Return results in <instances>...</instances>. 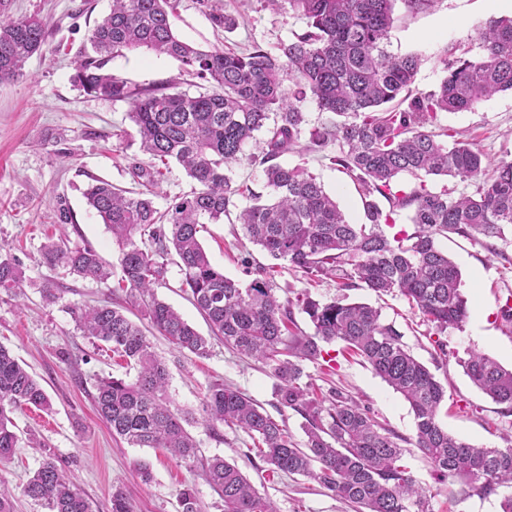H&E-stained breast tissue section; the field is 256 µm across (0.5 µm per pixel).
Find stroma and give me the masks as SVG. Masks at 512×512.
<instances>
[{"instance_id":"obj_1","label":"stroma","mask_w":512,"mask_h":512,"mask_svg":"<svg viewBox=\"0 0 512 512\" xmlns=\"http://www.w3.org/2000/svg\"><path fill=\"white\" fill-rule=\"evenodd\" d=\"M111 0H12L11 14L39 15L50 25L51 35L42 51L27 63L23 80L0 82V247L18 265L23 296L0 290V344L7 347L41 384L52 401L48 412L23 408L14 414L19 437L37 434L61 466L79 485L92 505V512H111L112 483L123 480L132 512H177L179 491L197 488L201 512H223L224 503L205 482L201 469H187L162 448H133L114 440L99 418L92 396L99 378L124 375L125 370L110 350L98 348L81 336L70 314L72 305L96 303L112 296L116 280L99 283L49 272L42 265L40 248L59 235L55 221L56 197H63L77 224L70 232L71 244H92L108 263H116L119 247L100 219L88 208L83 192L92 178L134 189L129 166L142 160L135 126L128 117L127 102L87 95L73 81L71 61L96 22L108 13ZM226 9L241 18L233 32L215 27L196 0H180L173 24L184 41L203 48H239L258 44L277 51L305 27L303 19L264 7L260 0H226ZM398 21L391 33L397 52L424 51L427 59L415 80L416 89H435L443 76L436 58L438 48L452 38L473 34L479 22L503 16V9L489 0H440L426 13L406 15L397 8ZM132 85L147 87L171 82L178 90L195 95L207 91L203 81L186 74L179 61L147 50L123 51L108 64ZM441 126L458 132L460 139L476 144L493 160L512 152V94L501 93L476 109L443 112ZM283 163H307L326 191L334 196L347 219H364L361 199L352 181L332 167L319 153L284 154ZM229 176L240 192L233 198L228 218L206 225L200 241L212 263L226 276L250 282L262 267L272 268L271 283L280 299L306 291L313 298L338 297L334 280L309 279L288 262L271 258L244 235L236 217L249 205V192H264V168L259 164L232 166ZM457 264L462 291L468 301V317L462 329L436 334L407 302L393 295L376 296L363 289H350V299L380 308L384 322L394 324L414 356L438 379L446 380L448 413L442 423L455 437L489 448L503 447L502 436L512 430V415L477 388L459 364L467 351L490 355L503 366H512V326L502 321L499 307L512 295V248L490 253L469 239L453 235L438 241ZM55 277L64 289L56 302L43 299L40 286ZM182 274L168 263L157 285L159 299L171 304L200 332L208 326L186 298L180 285ZM132 321L147 330L158 357L168 367L169 394L176 408L194 411L216 381L245 392L277 420H284L296 440H303L302 417L277 408L274 379L260 364L239 357L222 342H214L209 356L196 357L174 349L164 336L151 330L149 320L133 311ZM448 344V360L436 365L435 339ZM336 358L333 369L323 370L312 362L303 368L315 393L337 388L360 404L370 407L378 420L404 437H412L415 420L409 404L394 392L371 367L344 355L341 343L328 344ZM189 432L201 443L202 457L224 456L235 463L277 512H350L347 504L309 479L294 475L267 480L247 459L252 446L241 430L225 426L208 430L190 424ZM148 461L150 482L139 477L136 464ZM41 456L27 444L16 448L12 459L0 464V483L16 494V512H40L20 490L38 467ZM416 477L427 488L434 512H500V499L472 496L458 504L448 501L447 485L436 482L420 454L407 459Z\"/></svg>"}]
</instances>
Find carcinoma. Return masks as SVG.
Wrapping results in <instances>:
<instances>
[{"instance_id":"carcinoma-1","label":"carcinoma","mask_w":512,"mask_h":512,"mask_svg":"<svg viewBox=\"0 0 512 512\" xmlns=\"http://www.w3.org/2000/svg\"><path fill=\"white\" fill-rule=\"evenodd\" d=\"M177 0H112L93 28L89 47L73 60V81L84 92L124 101L137 128L140 151L151 163L133 162L141 189L126 192L94 178L84 191L91 211L119 245L120 281L125 304L73 305L81 335L112 348L135 369L134 377L101 378L94 404L112 437L135 448H164L192 469L200 444L187 431L188 419L168 395L169 371L152 351L142 329L125 311L137 308L180 352L207 357L210 339L173 307L158 299L154 285L165 260L175 253L182 287L224 346L250 358L275 380L279 408L305 420L304 443L294 440L251 396L224 383L209 385L202 400V423L246 432L268 479L302 475L349 504L354 512H433L430 496L402 464L416 448L434 479L460 484L464 500L512 488V436L504 448H484L448 433L439 414L445 387L403 341L402 333L381 320L366 303L320 301L305 294L282 301L268 272L245 284L224 275L199 240L203 224L229 213L239 193L225 173L231 163L251 160L264 166L268 198L250 194L239 214L242 230L274 260L308 277H334L340 288L392 294L439 332L460 329L467 300L455 262L436 246L437 237L460 235L496 252L489 243L512 244V157L491 161L475 144L448 128L432 127L442 112L474 109L493 96L512 92V19L490 18L475 27L468 42L450 39L438 51L445 76L425 93H412L422 63L418 52L395 53L390 32L395 8L409 15L431 11L438 0H265L266 6L306 19V29L273 53L254 44L244 52L201 50L181 40L170 16ZM214 26L235 30L238 19L218 0H198ZM11 0H0V81L26 77L29 58L50 35L36 15H8ZM146 48L177 59L184 70L210 85L199 95L172 91V85L136 89L106 69L124 50ZM314 100L334 119L310 133V149L335 147L328 160L357 185L365 222L349 223L336 200L303 164L276 162L290 151L305 124L304 104ZM273 121L258 155L245 147ZM176 160L198 189L155 206L153 188L159 165ZM450 177L464 185L456 192L423 181L403 187L399 177ZM383 198L387 206L380 205ZM413 232L393 235L403 211ZM50 270L103 283L110 268L89 245L70 246L62 233L41 248ZM21 275L10 256L0 257V288L19 287ZM307 315L312 333L293 331L294 309ZM341 341L410 405L415 435L404 438L381 425L370 410L336 391L321 398L302 382L303 362L324 358L323 344ZM460 360L471 383L512 413V368L470 350ZM23 406L49 411L52 402L40 383L9 349L0 345V461L12 457L18 435L10 414ZM205 481L224 502V512H277L234 464L222 456L208 460ZM23 496L43 512H92L55 455L43 456L22 487ZM179 512H201L198 491L178 493ZM112 512H132L123 487L112 491Z\"/></svg>"}]
</instances>
